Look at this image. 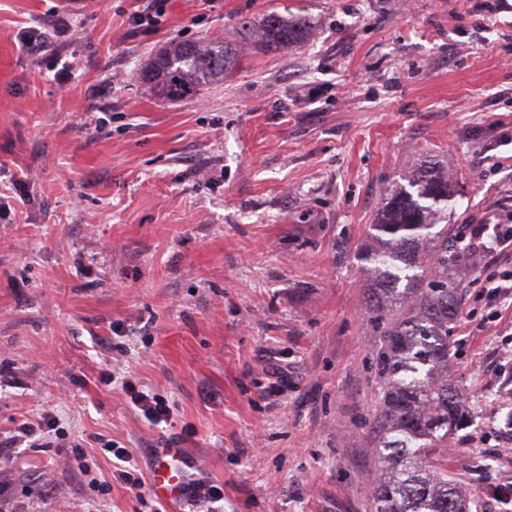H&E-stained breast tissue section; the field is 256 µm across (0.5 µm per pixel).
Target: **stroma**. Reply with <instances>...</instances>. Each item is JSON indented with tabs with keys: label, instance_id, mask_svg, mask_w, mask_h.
I'll return each instance as SVG.
<instances>
[{
	"label": "stroma",
	"instance_id": "35a3bbf8",
	"mask_svg": "<svg viewBox=\"0 0 512 512\" xmlns=\"http://www.w3.org/2000/svg\"><path fill=\"white\" fill-rule=\"evenodd\" d=\"M479 3L165 0L143 32L136 0H0V165L25 181L0 183V434L58 425L0 461V512H188L116 479L104 438L145 474L174 442L223 485L224 512H373L387 317L355 256L424 164L448 179L453 229L512 217V0ZM271 13L305 19L306 42L252 49L242 22ZM57 15L75 25L37 62L19 34ZM214 37L238 49L223 78L175 100L141 80L170 42ZM496 259L448 270V379L469 422L444 453L473 512H504L512 482ZM126 383L164 396L171 425Z\"/></svg>",
	"mask_w": 512,
	"mask_h": 512
}]
</instances>
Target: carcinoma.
I'll list each match as a JSON object with an SVG mask.
<instances>
[{
    "label": "carcinoma",
    "mask_w": 512,
    "mask_h": 512,
    "mask_svg": "<svg viewBox=\"0 0 512 512\" xmlns=\"http://www.w3.org/2000/svg\"><path fill=\"white\" fill-rule=\"evenodd\" d=\"M306 38L301 22L271 14L253 43L279 51ZM235 58L236 49L218 38L176 41L141 79L155 94L179 98L224 77ZM410 187L415 192L390 187L381 217L372 225L373 244L357 254L373 280L384 284L370 302L391 308L380 360L387 386L375 512H471L468 496L448 480V458L433 453L458 423V395L440 372L448 366V324L459 313L448 266L463 260V253L448 251V225L428 220L429 213L443 216L448 210V179L428 166Z\"/></svg>",
    "instance_id": "1"
}]
</instances>
